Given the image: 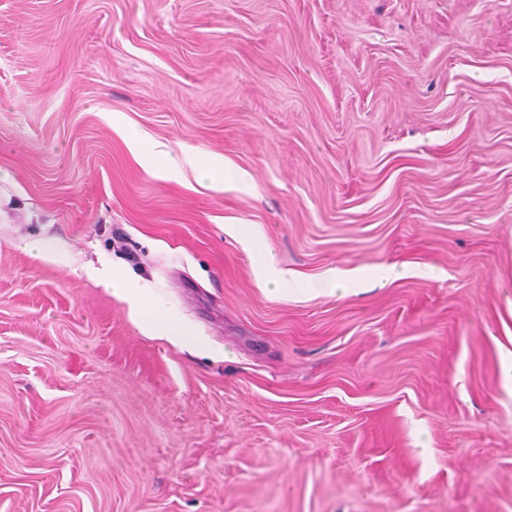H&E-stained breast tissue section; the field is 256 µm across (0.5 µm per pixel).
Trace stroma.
Masks as SVG:
<instances>
[{
  "mask_svg": "<svg viewBox=\"0 0 512 512\" xmlns=\"http://www.w3.org/2000/svg\"><path fill=\"white\" fill-rule=\"evenodd\" d=\"M0 171V512H512V0H0ZM130 147L132 151L141 155L143 167L151 175L169 176L179 171L184 165H189L196 169L202 177L209 178L212 183L224 185V163L222 160L195 154L174 158L163 151L142 154L140 143L136 139H131ZM256 252V261L253 264L260 276L267 278L275 287H282L287 280L284 274L274 266L269 253L265 249L262 250L259 245L253 244L249 249L252 258ZM83 272L91 279L104 282L112 288L113 293L126 297L133 305L139 320L146 326L155 329L159 335L172 339H182V333L176 328L165 307L153 298L146 296L141 288L128 283L122 275L113 271L99 270L93 266L83 268Z\"/></svg>",
  "mask_w": 512,
  "mask_h": 512,
  "instance_id": "obj_1",
  "label": "stroma"
}]
</instances>
